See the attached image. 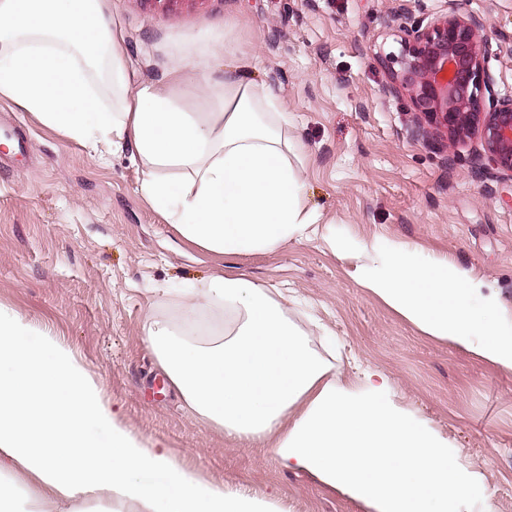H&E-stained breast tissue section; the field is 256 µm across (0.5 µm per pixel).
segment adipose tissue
I'll list each match as a JSON object with an SVG mask.
<instances>
[{"mask_svg": "<svg viewBox=\"0 0 512 512\" xmlns=\"http://www.w3.org/2000/svg\"><path fill=\"white\" fill-rule=\"evenodd\" d=\"M213 41L187 69L218 100L189 112L183 74L132 86L110 0H0V98L105 154L130 147L141 191L189 242L214 253L273 252L313 235L301 142L264 85ZM111 91L104 102L103 91ZM361 287L432 338L512 372V313L493 286L445 259L391 243ZM178 322L149 320L144 343L186 407L245 447L273 443L281 466L305 471L372 512H460L482 485L435 431L399 407L368 368L341 380L288 318L286 297L236 277L177 289ZM269 512L147 446L119 420L75 354L0 306V512Z\"/></svg>", "mask_w": 512, "mask_h": 512, "instance_id": "1", "label": "adipose tissue"}]
</instances>
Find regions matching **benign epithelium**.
Instances as JSON below:
<instances>
[{
  "instance_id": "1",
  "label": "benign epithelium",
  "mask_w": 512,
  "mask_h": 512,
  "mask_svg": "<svg viewBox=\"0 0 512 512\" xmlns=\"http://www.w3.org/2000/svg\"><path fill=\"white\" fill-rule=\"evenodd\" d=\"M385 55L388 91L409 97L415 134L435 129L451 145L476 139L491 169L512 179V96L501 97L486 67L483 21L452 10L426 26L403 27Z\"/></svg>"
}]
</instances>
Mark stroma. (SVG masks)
Instances as JSON below:
<instances>
[{"mask_svg": "<svg viewBox=\"0 0 512 512\" xmlns=\"http://www.w3.org/2000/svg\"><path fill=\"white\" fill-rule=\"evenodd\" d=\"M479 15L486 66L512 95V0H111L133 84L183 67L185 51L226 39L293 117L317 235L273 252L224 256L186 241L143 196L130 150L94 162L86 149L0 99V122L31 153L0 144V306L31 336L71 348L123 425L186 468L243 487L283 512H364L314 476L283 468L200 424L142 336L155 314L177 318L163 289L238 277L289 297L290 318L345 379L371 366L396 402L481 472L461 512H512V372L433 339L362 288L350 248L398 242L490 283L512 308V183L480 166V146L412 134L406 97L389 94L381 48L397 28L424 25L450 4Z\"/></svg>", "mask_w": 512, "mask_h": 512, "instance_id": "obj_1", "label": "stroma"}]
</instances>
